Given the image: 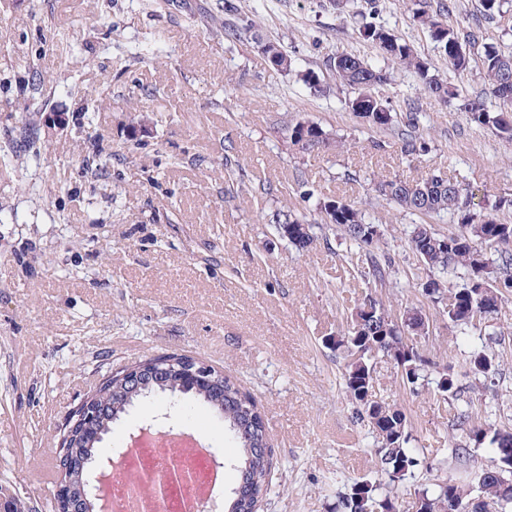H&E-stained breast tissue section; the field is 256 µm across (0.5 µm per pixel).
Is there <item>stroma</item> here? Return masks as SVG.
I'll use <instances>...</instances> for the list:
<instances>
[{"label": "stroma", "instance_id": "35a3bbf8", "mask_svg": "<svg viewBox=\"0 0 512 512\" xmlns=\"http://www.w3.org/2000/svg\"><path fill=\"white\" fill-rule=\"evenodd\" d=\"M380 3L382 21L452 91L482 93V47L469 69L450 71L398 0ZM229 6L255 20L257 39L209 31ZM360 23L328 0H0V487L32 512H54L45 452L64 418L110 371L171 352L224 371L255 399L273 453L259 512H333L363 478L412 512L419 483L450 477L467 493L489 465L490 449L459 463L451 447L468 440L459 416L483 417L488 405L512 428V299L491 340L449 323L424 295L429 271L409 247L419 216L377 197L371 182L440 171L510 196L512 141L470 124L456 100L423 98L404 71L377 93L399 111L419 102L428 149L414 158L401 156L397 131L365 126L345 91L311 94L300 73L330 82L335 53L382 62ZM262 39L295 57L293 73L268 65ZM53 111L66 113L64 129L44 125ZM303 120L330 133L328 148L290 147L285 129ZM305 182L313 200L301 196ZM334 196L378 224L377 252L392 262L385 284L363 278L364 254L348 255L336 227L321 225L301 250L266 219L285 205L318 219L317 200ZM368 295L395 317L420 309L428 331L414 342L429 370L450 366L458 377L460 395L446 399L411 392L393 364L377 365L374 396L404 411L424 461L415 481L380 471L342 391V362L324 345ZM481 344L498 370L475 391L466 360ZM150 424L203 435L229 497L236 444L223 418L189 399H142L100 456Z\"/></svg>", "mask_w": 512, "mask_h": 512}]
</instances>
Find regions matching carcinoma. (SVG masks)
<instances>
[{"instance_id": "1", "label": "carcinoma", "mask_w": 512, "mask_h": 512, "mask_svg": "<svg viewBox=\"0 0 512 512\" xmlns=\"http://www.w3.org/2000/svg\"><path fill=\"white\" fill-rule=\"evenodd\" d=\"M503 6L504 0H480L477 13L467 17L458 28L447 24L448 16L458 9L455 0H438L434 6L427 0H411L406 8L427 29L448 65L463 72L470 62L466 48L479 43L485 26L495 21ZM365 14L369 21L360 28V35L382 49L384 65L336 53L329 58V68L336 84L356 93L346 100V105L357 117L373 128L401 124L405 132L401 133L400 152L420 155L427 151V142L421 130L424 115L419 104L409 103L404 111L398 112L390 100L375 95L373 89L389 82L390 69L397 67L414 76L424 96L446 103L450 95L448 80L431 72L429 63L413 45L380 20L379 0H365ZM215 30L225 40L234 42L255 33V23L243 16L219 22ZM263 54L278 71L289 73L295 69V60L278 45H264ZM481 66L486 92L512 102V50L484 46ZM459 110L469 123L492 129L497 136L512 141V113L488 110L480 96L462 97ZM288 139L299 151L312 153L329 145L330 134L313 121H300L288 127ZM373 190L408 213L446 214L457 225L455 231L446 235L435 232L430 224H415L408 233L413 253L436 274L426 281L425 293L435 300L448 296V322L461 329L475 328L498 314L506 293L512 291V223L501 221L496 213L512 209V197L496 196L477 211L471 205L473 192L469 186L439 172H429L414 183L397 177L379 179L373 183ZM317 207L321 222L335 225L350 249L365 253L367 276L384 283L386 269L371 250L380 236L378 225L360 207L340 197L320 200ZM270 221L298 249L308 250L317 241L313 225L289 208L273 212ZM444 276L455 279L448 290L444 288ZM422 318L421 312L408 310L396 320L381 302L366 297L352 311L347 330L325 340L327 348L344 360V393L354 405L357 418L367 423L374 435L382 471L393 481L416 479L422 460L419 449L411 447L412 436L403 411L369 398L378 361L392 362L403 384L414 391L432 384L434 392L441 396H457V375L453 369L447 367L428 377L426 364L409 339L416 334L414 327ZM492 361L482 347L468 356V370L476 383L484 384L495 373ZM215 374L221 375L217 384L196 388L164 363L162 370L136 391L112 393L99 387L104 401L94 424L92 443L74 437L69 445L56 448L57 468L73 495L90 497L98 444L112 431V426L139 399L162 393L177 402L184 397L193 398L224 416V425L239 448L235 463L238 480L244 482L242 493H233L240 500L232 506V512H256L258 502L269 488L273 468L270 445H265L264 452L256 451L257 443L268 440L265 424L253 398L231 377L218 370ZM469 433L475 445L489 448L493 454L491 465L476 473L479 494L465 498L450 478L422 484L415 491V512H512V429L502 428L488 418L470 428ZM336 512L397 510L391 496L377 482L365 479L337 497Z\"/></svg>"}]
</instances>
